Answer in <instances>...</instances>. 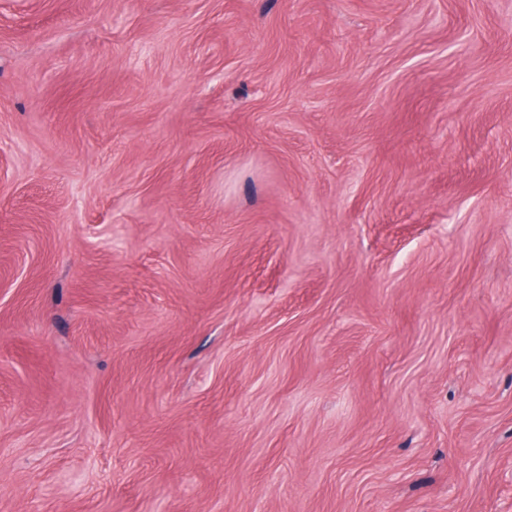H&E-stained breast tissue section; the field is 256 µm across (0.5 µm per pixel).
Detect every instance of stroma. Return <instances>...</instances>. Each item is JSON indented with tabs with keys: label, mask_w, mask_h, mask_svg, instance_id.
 <instances>
[{
	"label": "stroma",
	"mask_w": 512,
	"mask_h": 512,
	"mask_svg": "<svg viewBox=\"0 0 512 512\" xmlns=\"http://www.w3.org/2000/svg\"><path fill=\"white\" fill-rule=\"evenodd\" d=\"M0 512H512V0H0Z\"/></svg>",
	"instance_id": "obj_1"
}]
</instances>
